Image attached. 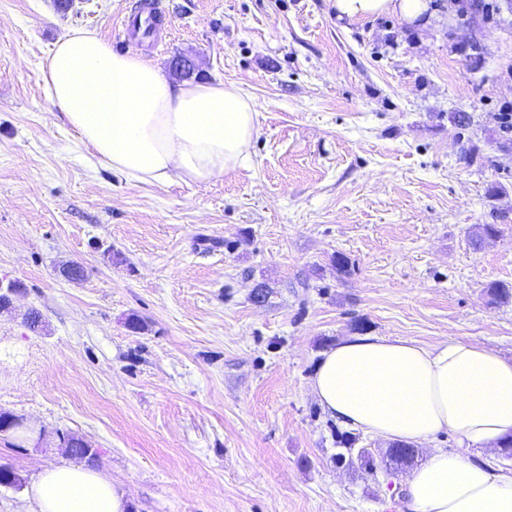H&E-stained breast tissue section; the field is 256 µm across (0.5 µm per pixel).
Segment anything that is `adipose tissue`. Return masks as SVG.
<instances>
[{
  "instance_id": "obj_1",
  "label": "adipose tissue",
  "mask_w": 512,
  "mask_h": 512,
  "mask_svg": "<svg viewBox=\"0 0 512 512\" xmlns=\"http://www.w3.org/2000/svg\"><path fill=\"white\" fill-rule=\"evenodd\" d=\"M340 20L394 15L410 23L426 0H335ZM46 94L82 142L133 182H205L250 160L260 104L239 85L170 81L96 33L60 38L42 70ZM311 391L336 422L373 437L425 443L453 433L462 451L432 449L405 480L407 512H512V477L470 451L512 434V357L469 341L436 346L350 336L324 352ZM33 512H130L88 467L55 466L31 484Z\"/></svg>"
}]
</instances>
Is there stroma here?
<instances>
[{
    "mask_svg": "<svg viewBox=\"0 0 512 512\" xmlns=\"http://www.w3.org/2000/svg\"><path fill=\"white\" fill-rule=\"evenodd\" d=\"M428 0L431 19H337L334 0H159L142 59L258 98L247 166L137 183L52 107L42 68L74 28L109 43L131 0H0V512L74 464L131 512H406L382 473L338 462L310 379L357 330L512 356V9ZM464 123H457V116ZM501 232L474 249L480 225ZM348 259L346 271L332 263ZM80 266V278L67 270ZM41 327L27 328L28 311ZM143 328L131 331L130 320Z\"/></svg>",
    "mask_w": 512,
    "mask_h": 512,
    "instance_id": "stroma-1",
    "label": "stroma"
}]
</instances>
